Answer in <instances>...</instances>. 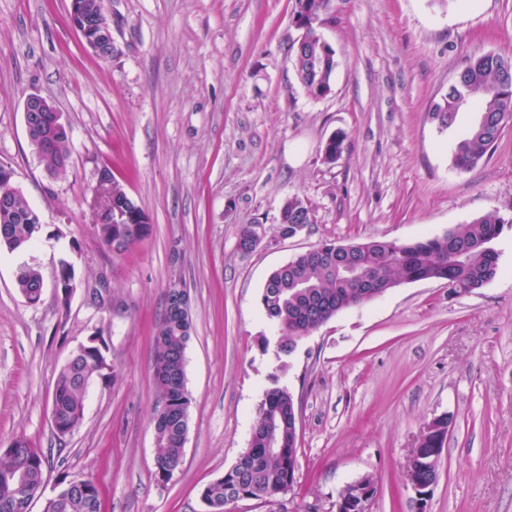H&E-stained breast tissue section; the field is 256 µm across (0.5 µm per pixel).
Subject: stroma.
I'll list each match as a JSON object with an SVG mask.
<instances>
[{
  "label": "stroma",
  "instance_id": "1",
  "mask_svg": "<svg viewBox=\"0 0 512 512\" xmlns=\"http://www.w3.org/2000/svg\"><path fill=\"white\" fill-rule=\"evenodd\" d=\"M116 51L83 47L70 0H0V166L39 213L32 248L0 252V453L41 449L44 495L90 479L105 512H207L200 494L249 448L264 391L299 406L296 482L273 502L226 512H336L342 489L372 475V512H416L404 472L433 418L453 423L426 512H512V227L495 243L499 273L470 293L403 283L337 313L275 355L260 295L268 276L323 240L411 242L487 215L512 217V125L491 154L452 169L449 135L428 114L465 57L512 54V0H329L317 29L336 54L331 92L311 97L289 46L296 0H106ZM51 100L70 128L69 165L49 174L27 139L24 102ZM346 148L332 164L336 132ZM144 209L131 251L100 244L87 202L102 168ZM313 222L280 234L285 199ZM262 225L260 244L238 246ZM76 288H55L60 259ZM22 264L44 288L29 304ZM187 291L191 395L183 464L155 476L152 337L168 289ZM112 298L99 306L95 295ZM99 337L110 365L89 387L81 424L51 425L57 374ZM23 266L25 268L21 271V275L19 276V278L14 279V285L17 291L24 297L25 295L34 291L36 289L35 287L39 283H42L44 286V279L40 269L37 266L24 264L21 265L19 268ZM43 286H40L37 300L29 301L26 299V301L30 304L39 303L43 293Z\"/></svg>",
  "mask_w": 512,
  "mask_h": 512
}]
</instances>
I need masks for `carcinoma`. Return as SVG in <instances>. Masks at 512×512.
Here are the masks:
<instances>
[{
	"mask_svg": "<svg viewBox=\"0 0 512 512\" xmlns=\"http://www.w3.org/2000/svg\"><path fill=\"white\" fill-rule=\"evenodd\" d=\"M297 78L309 95L319 98L331 85L325 77L336 69L335 52L323 51L321 40H308L302 47L291 46ZM320 57L321 65L310 67V58ZM461 99V109L472 107L478 119L465 130L451 147V164L464 172L487 156L505 127L512 123V58L496 52L469 56L456 72L448 87V101L433 106L430 117L442 131L455 126L458 112L453 101ZM345 134L333 135L326 144L324 160L334 163L344 150ZM71 143L60 135L48 148L40 150V162L50 174L62 171V161L70 158ZM9 212L0 211V250H23L34 240L33 214L36 210L21 191ZM308 214V203L298 196L288 198L285 217L295 224ZM144 210L116 181L112 182V210L93 225L98 241L114 253H122L147 235V225L140 223ZM512 224L496 215L458 224L442 235L425 237L412 243L369 239L355 243L351 262L382 281L398 286L421 280H438L460 290L471 291L492 281L498 274L495 240L504 224ZM338 244L323 240L274 270L263 288L260 303L267 318L277 324L282 338L277 353L288 356L298 341L309 335L338 312L364 301L348 275L336 271ZM43 282L40 269L27 264L18 279L17 291L25 296ZM188 339L179 335L163 318L153 336L155 367L163 375L154 380L158 395L152 416L162 409L169 414L164 425L154 429L155 474L167 480L181 466L184 448L181 433L188 426L191 398L185 384V349ZM99 351L79 355L60 369L55 383L52 407L63 423L76 428L84 414L86 389L93 378L103 375L108 366L100 364ZM296 405L288 389L274 386L266 390L252 433V451L244 453L236 465L201 493L213 512H224L228 498L244 495L249 499L270 501L288 487V465L297 455ZM453 417L443 416L436 426L418 438L409 463L410 474L423 476L418 469L423 449L435 447L438 437L448 431ZM274 428L279 451L265 452L269 428ZM47 459L43 452L22 438L16 439L0 456V512H28L18 503L11 473L21 467L40 481ZM55 512H99V490L90 479L73 480Z\"/></svg>",
	"mask_w": 512,
	"mask_h": 512,
	"instance_id": "carcinoma-1",
	"label": "carcinoma"
}]
</instances>
